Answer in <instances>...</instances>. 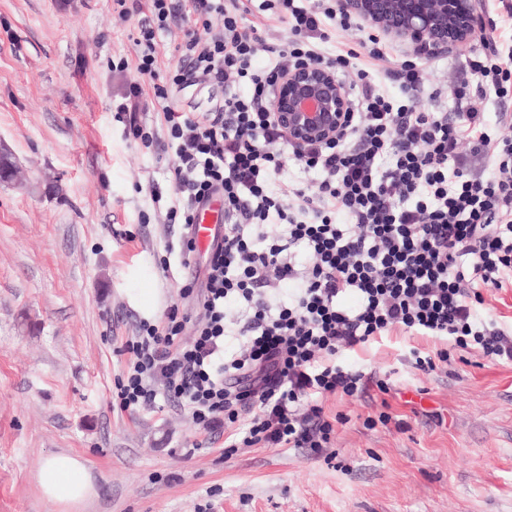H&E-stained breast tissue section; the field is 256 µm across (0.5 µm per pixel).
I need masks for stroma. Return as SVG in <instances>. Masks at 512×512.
I'll use <instances>...</instances> for the list:
<instances>
[{
	"label": "stroma",
	"instance_id": "obj_1",
	"mask_svg": "<svg viewBox=\"0 0 512 512\" xmlns=\"http://www.w3.org/2000/svg\"><path fill=\"white\" fill-rule=\"evenodd\" d=\"M0 0V147L19 168L0 182V512H60L34 481L56 452L85 460L96 494L83 512H512V366L453 351L432 372L411 348L438 339L399 330L348 352L389 375L406 423L371 428L379 404L324 400L340 415L321 456L242 448L187 411L121 410L124 345L171 305L198 320L208 254L163 271L172 151L144 148L111 112L137 81L134 39L151 0ZM399 59L424 71L420 110L458 111L466 71L452 53ZM126 59L125 71L111 62ZM162 198L152 201L151 189Z\"/></svg>",
	"mask_w": 512,
	"mask_h": 512
}]
</instances>
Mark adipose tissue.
<instances>
[{"label": "adipose tissue", "instance_id": "ef3b65f1", "mask_svg": "<svg viewBox=\"0 0 512 512\" xmlns=\"http://www.w3.org/2000/svg\"><path fill=\"white\" fill-rule=\"evenodd\" d=\"M41 495L56 502L62 512H79L93 493L88 468L83 459L56 453L44 459L35 473Z\"/></svg>", "mask_w": 512, "mask_h": 512}]
</instances>
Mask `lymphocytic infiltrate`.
<instances>
[{
  "label": "lymphocytic infiltrate",
  "mask_w": 512,
  "mask_h": 512,
  "mask_svg": "<svg viewBox=\"0 0 512 512\" xmlns=\"http://www.w3.org/2000/svg\"><path fill=\"white\" fill-rule=\"evenodd\" d=\"M284 23L282 55L297 64L338 69L350 81L351 110L335 141L289 148L270 112L277 67L257 68L258 27L245 0H152L134 40L137 70L150 80L162 129L143 125V89L132 84L115 116L141 143L166 136L170 172L185 205L168 210L181 225L166 245L189 262L201 207L224 201V242L209 255L205 285L185 284L201 320L171 307L161 324L140 323L128 341L119 385L121 407L161 403L187 409L206 431L224 432V453L243 447L294 448L320 454L334 432L323 401L386 394L388 380L345 366L341 357L393 330L451 340V348L411 349L420 371L447 364L452 349L512 363V328L480 314L482 288L512 280V112L489 125L487 94L512 98V55L495 32L464 56L479 95L454 114L418 111L422 71L394 58L365 34L340 0H265ZM193 17L177 63L159 71L156 34L178 15ZM360 32L357 47L329 53L333 33ZM385 72L403 100L376 91L368 77ZM193 81L223 87L213 112H181L174 89ZM316 171L318 182L274 193L288 162ZM288 288L286 305L268 293ZM357 302L347 307L346 294ZM243 303L237 330L246 346L224 354V309Z\"/></svg>",
  "instance_id": "1"
}]
</instances>
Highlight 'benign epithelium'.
Returning a JSON list of instances; mask_svg holds the SVG:
<instances>
[{
	"instance_id": "7a95c632",
	"label": "benign epithelium",
	"mask_w": 512,
	"mask_h": 512,
	"mask_svg": "<svg viewBox=\"0 0 512 512\" xmlns=\"http://www.w3.org/2000/svg\"><path fill=\"white\" fill-rule=\"evenodd\" d=\"M345 9L384 36L432 55L469 44L480 28L478 0H342ZM271 111L289 143L333 141L349 112V92L336 71L288 66L278 77Z\"/></svg>"
}]
</instances>
